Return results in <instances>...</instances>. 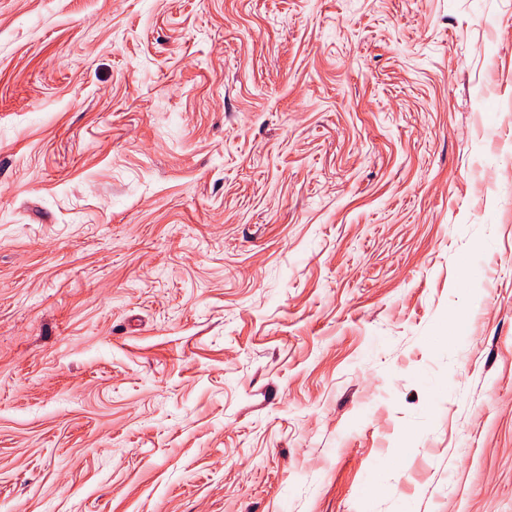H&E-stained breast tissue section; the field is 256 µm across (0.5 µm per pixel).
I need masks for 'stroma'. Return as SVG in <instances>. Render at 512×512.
Returning <instances> with one entry per match:
<instances>
[{
  "mask_svg": "<svg viewBox=\"0 0 512 512\" xmlns=\"http://www.w3.org/2000/svg\"><path fill=\"white\" fill-rule=\"evenodd\" d=\"M0 504L512 512V0H0Z\"/></svg>",
  "mask_w": 512,
  "mask_h": 512,
  "instance_id": "obj_1",
  "label": "stroma"
}]
</instances>
